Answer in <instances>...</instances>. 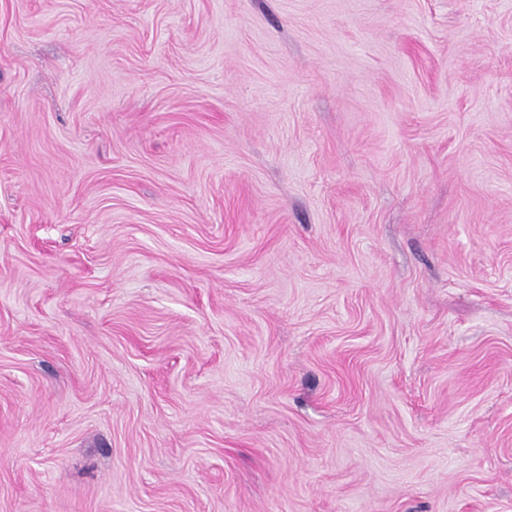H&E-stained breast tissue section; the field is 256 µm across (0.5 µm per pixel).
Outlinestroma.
<instances>
[{
	"label": "stroma",
	"mask_w": 512,
	"mask_h": 512,
	"mask_svg": "<svg viewBox=\"0 0 512 512\" xmlns=\"http://www.w3.org/2000/svg\"><path fill=\"white\" fill-rule=\"evenodd\" d=\"M0 512H512V0H0Z\"/></svg>",
	"instance_id": "1"
}]
</instances>
